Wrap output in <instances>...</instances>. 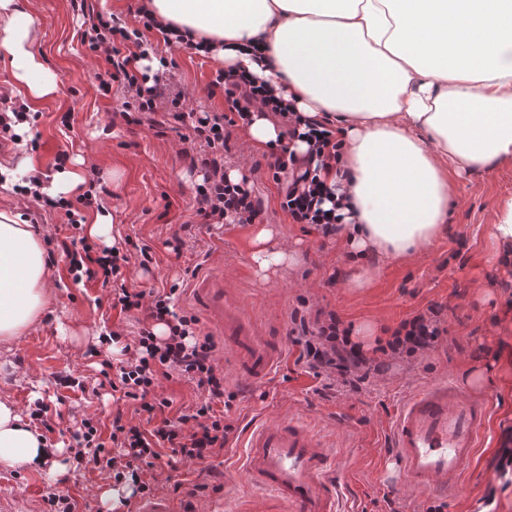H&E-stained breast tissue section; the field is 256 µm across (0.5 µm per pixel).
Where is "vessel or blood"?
<instances>
[{
  "label": "vessel or blood",
  "instance_id": "b4317fda",
  "mask_svg": "<svg viewBox=\"0 0 512 512\" xmlns=\"http://www.w3.org/2000/svg\"><path fill=\"white\" fill-rule=\"evenodd\" d=\"M200 288L224 328L237 370L250 380L267 378L276 354L246 328L219 284ZM489 403L465 396L445 382L416 390L400 410L393 446L408 485L448 497L471 470ZM242 468L252 489L271 493L287 512H340L339 488L328 481L331 460L318 436L290 418L249 428L243 437Z\"/></svg>",
  "mask_w": 512,
  "mask_h": 512
}]
</instances>
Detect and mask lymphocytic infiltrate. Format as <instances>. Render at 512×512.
<instances>
[{"instance_id":"1","label":"lymphocytic infiltrate","mask_w":512,"mask_h":512,"mask_svg":"<svg viewBox=\"0 0 512 512\" xmlns=\"http://www.w3.org/2000/svg\"><path fill=\"white\" fill-rule=\"evenodd\" d=\"M71 5L83 17V43L104 57L106 69L98 76L100 89L107 93L116 84L123 88L119 115L126 123L148 125L162 136L167 120L190 122L192 138L199 144L198 161L203 172L194 205L201 223H256L262 208L248 176L234 182L224 171L228 130L239 123L249 124L255 106L287 120L291 113L288 101L276 95L267 83L245 72L221 68L208 91H223L225 110L205 112L195 120H187V93L169 79L174 60L156 56L152 43L143 39L145 32L158 28L145 7L137 8L138 25L131 28L112 16L93 11L87 0H71ZM151 55L157 58V68L137 69V61ZM284 134L291 139L303 135L309 149L302 158L285 150L271 151L265 157L268 172L282 185L281 209L293 223L314 225L326 236L336 234L345 222L341 198L321 177L341 152L335 129L311 123L301 130L288 122ZM40 186V177H33L21 193L46 206L63 209L68 228L79 233L85 211L103 207L101 198L93 192H85L71 202L44 198ZM78 243L71 252L69 268L78 280L110 284L121 277L123 268L134 258L114 245L91 244L81 234ZM182 293L183 283L179 280L160 291L123 287L116 293L115 300L122 311L143 313L144 325L128 343L123 342L124 332L120 329L100 334L97 346L91 347L89 354L99 358L102 370H115L112 390L134 402L135 412L142 420L136 423L114 418L110 434L105 435L93 418H82L68 448L74 461L94 465L114 485L131 486L133 496L139 498L158 491L159 482L147 480L145 471L160 466L164 452L186 462H203L223 449L233 430L219 409L224 401V368L214 358L213 339L203 332L199 319L176 310L175 301ZM291 321L292 342L300 349L298 359L321 379L320 393L324 396L361 390L392 364L412 361L432 350L448 333L438 312L431 310L402 320L387 340L367 350L352 341L351 328L345 327L335 313L319 310L311 314L296 309ZM159 325L167 328V335L156 334ZM116 346L123 355L117 367L106 357L108 349ZM174 374L195 382L201 400L192 413L171 419L165 415L171 401L159 393L158 386L160 379Z\"/></svg>"}]
</instances>
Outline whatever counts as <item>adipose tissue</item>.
<instances>
[{"instance_id": "1", "label": "adipose tissue", "mask_w": 512, "mask_h": 512, "mask_svg": "<svg viewBox=\"0 0 512 512\" xmlns=\"http://www.w3.org/2000/svg\"><path fill=\"white\" fill-rule=\"evenodd\" d=\"M224 66L246 68L296 114L329 121L343 154L328 183L354 210L352 252L411 256L448 217L453 177L512 161V0H146ZM25 0H0V51L32 102L59 79L34 51ZM255 225L251 259L268 277L294 257ZM52 288L43 239L20 209H0V342L38 324ZM58 449L0 398V466L62 468Z\"/></svg>"}]
</instances>
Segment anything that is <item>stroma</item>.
Segmentation results:
<instances>
[{
	"instance_id": "obj_1",
	"label": "stroma",
	"mask_w": 512,
	"mask_h": 512,
	"mask_svg": "<svg viewBox=\"0 0 512 512\" xmlns=\"http://www.w3.org/2000/svg\"><path fill=\"white\" fill-rule=\"evenodd\" d=\"M27 3L39 28L34 49L61 82L56 97L36 105L38 117L27 129L38 144L32 152L36 175L58 172L63 152L100 169L111 239L149 247L154 259L150 270L135 264L124 269L127 287L147 291L184 278L180 304L212 335L224 364V389L232 397L226 417L234 430L223 450L206 462L178 461L166 468L163 496L196 512H241L254 497L239 464L243 430L290 415L320 437L332 461L330 477L343 486L347 512H425L437 498L405 484L391 429L417 388L447 381L486 398L491 412L475 471L457 496L447 499L445 512H481L492 487L497 490L493 512H512V486L502 487L491 464L503 430L512 428V260L504 261L490 234L499 206L512 197V163L456 179L444 232L412 256L380 264L363 288L350 283L354 263L343 234L325 237L314 226L292 223L280 208V185L258 171L252 179L262 221L277 228L298 255L296 265L265 281L252 264L251 225L198 223L193 199L202 172L191 165L194 145L179 131L158 137L147 126L115 118L123 89L116 85L109 95L100 92L96 75L105 63L82 44L83 18L70 0ZM172 55V74L188 90L189 107L223 111V92H207L218 62L185 48ZM66 113L71 120L65 125ZM19 201V195L0 189V208ZM24 204L36 229L53 238L46 247L52 296L37 325L0 345V396L21 408L33 396L43 398L52 425L47 443L64 449L81 418L95 417L106 435L115 416L133 417V404L114 399L110 387L94 396L63 386L61 379L69 374L98 378L100 360L87 351L99 334L120 324L134 336L140 323L137 314L113 307L111 288L72 280L71 231L62 209L31 200ZM199 278L223 280L227 299L258 338L278 345L280 356L268 378L255 382L238 374L223 332L207 317L194 287ZM302 302L313 311L335 312L352 324L354 336L372 330L381 339L402 320L435 307L448 334L427 355L391 368L361 392L327 398L317 394L320 381L298 363L299 349L289 338V314ZM51 484L75 498L79 512H104L100 497L112 487L90 464H66L52 483L24 465L0 467V497L10 499L13 512H45L43 496Z\"/></svg>"
}]
</instances>
